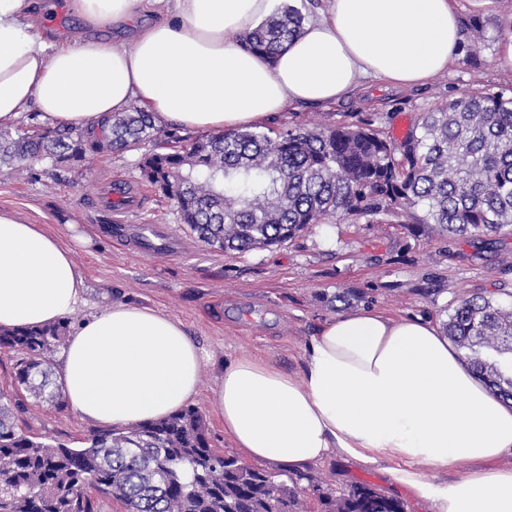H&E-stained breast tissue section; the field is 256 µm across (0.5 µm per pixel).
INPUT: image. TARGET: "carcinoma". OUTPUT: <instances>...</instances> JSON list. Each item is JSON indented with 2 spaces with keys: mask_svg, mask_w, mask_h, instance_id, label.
I'll return each instance as SVG.
<instances>
[{
  "mask_svg": "<svg viewBox=\"0 0 512 512\" xmlns=\"http://www.w3.org/2000/svg\"><path fill=\"white\" fill-rule=\"evenodd\" d=\"M303 28L290 4L242 41L273 57ZM141 179L177 203L181 223L213 249L245 253L290 241L310 224L395 221L414 232L469 240L512 235V95L475 91L421 114L396 143L374 121L230 129L189 136L142 109L110 116L100 134L59 127H0V169L37 157L53 171L91 155L136 151ZM66 324L0 328V350L24 355L21 389L47 394L50 355ZM444 333L499 399L512 400V309L489 297L460 300ZM20 405L0 396V512H98L113 496L126 512H307L294 479L210 448L195 407L160 420L95 432L81 448L32 437ZM327 512H404L356 483Z\"/></svg>",
  "mask_w": 512,
  "mask_h": 512,
  "instance_id": "obj_1",
  "label": "carcinoma"
}]
</instances>
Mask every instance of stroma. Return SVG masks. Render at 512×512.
<instances>
[{"instance_id": "35a3bbf8", "label": "stroma", "mask_w": 512, "mask_h": 512, "mask_svg": "<svg viewBox=\"0 0 512 512\" xmlns=\"http://www.w3.org/2000/svg\"><path fill=\"white\" fill-rule=\"evenodd\" d=\"M42 25L55 40L64 30L78 27L84 37L105 31L84 24L70 0H44ZM500 34L490 30L485 47L469 62L416 88H393L366 80L349 99L328 106L290 109L279 126H315L324 121L359 123L380 118L382 128L400 141L421 113L479 89L495 92L512 88V70L497 63ZM140 152H106L89 157L84 168L47 174V163L34 165L33 175L0 170V211H9L31 224L42 225L62 244H70L72 230L90 236L88 246L73 250L85 289L82 304L65 319L74 330L89 315L122 300L149 307L182 321L205 353L198 393L190 404L204 416L211 447L237 456L216 411L215 389L224 365L241 355L269 360L278 368L301 374L304 354L321 325L336 317L327 300L337 291L363 292L353 310L374 308L397 319L422 316L443 325L459 300L482 294L512 306V280L502 272L512 267V237L496 239L474 257L461 238L414 236L399 224H316L293 241L246 253L221 252L204 245L181 224L173 200L144 188L138 164ZM128 181L140 191L141 208L130 213L133 224H162L181 239L183 251L169 258L138 255L101 234L110 223L105 207L112 180ZM436 278L441 291L427 290ZM18 425L28 435L82 447L99 431L97 423L74 413L69 405L31 397ZM333 495L351 485L366 483L402 501L406 512H422L407 490L389 487L374 467L331 458L309 466Z\"/></svg>"}]
</instances>
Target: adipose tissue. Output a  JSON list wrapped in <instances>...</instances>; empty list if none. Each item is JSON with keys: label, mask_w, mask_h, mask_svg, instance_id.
<instances>
[{"label": "adipose tissue", "mask_w": 512, "mask_h": 512, "mask_svg": "<svg viewBox=\"0 0 512 512\" xmlns=\"http://www.w3.org/2000/svg\"><path fill=\"white\" fill-rule=\"evenodd\" d=\"M276 0H72L91 25L132 42H47L37 0H0V125L28 109L86 132L140 107L199 131L261 126L328 105L361 81L415 87L459 61L453 0H323L270 57L241 43ZM70 248L0 212V326L55 323L82 301ZM204 353L183 323L113 302L77 328L58 380L73 411L120 428L192 399ZM224 432L246 458L295 472L332 456L377 467L428 512H512V401L495 397L438 327L361 309L327 320L302 377L241 356L216 389ZM436 477H429L427 468Z\"/></svg>", "instance_id": "ef3b65f1"}]
</instances>
